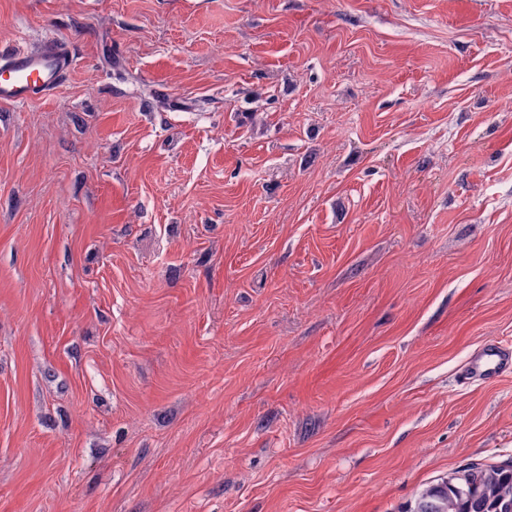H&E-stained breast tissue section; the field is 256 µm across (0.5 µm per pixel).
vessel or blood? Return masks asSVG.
Masks as SVG:
<instances>
[{
	"label": "vessel or blood",
	"mask_w": 512,
	"mask_h": 512,
	"mask_svg": "<svg viewBox=\"0 0 512 512\" xmlns=\"http://www.w3.org/2000/svg\"><path fill=\"white\" fill-rule=\"evenodd\" d=\"M73 65L69 44L53 36L45 37L35 49L1 44L0 102L24 106L46 99L61 86ZM507 363L501 352L489 350L472 361L471 371L488 376Z\"/></svg>",
	"instance_id": "b4317fda"
}]
</instances>
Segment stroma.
<instances>
[{
    "mask_svg": "<svg viewBox=\"0 0 512 512\" xmlns=\"http://www.w3.org/2000/svg\"><path fill=\"white\" fill-rule=\"evenodd\" d=\"M0 512H402L512 460V0H0ZM74 66L67 42L45 37L36 49L0 45V102L29 105L51 96ZM508 364V359L498 350H489L471 362V372L475 375H492L501 371Z\"/></svg>",
    "mask_w": 512,
    "mask_h": 512,
    "instance_id": "obj_1",
    "label": "stroma"
}]
</instances>
